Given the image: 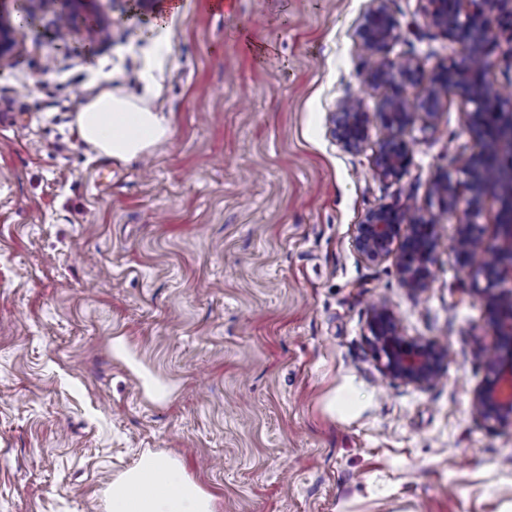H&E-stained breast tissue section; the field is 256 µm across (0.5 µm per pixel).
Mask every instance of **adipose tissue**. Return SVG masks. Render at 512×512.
<instances>
[{
    "label": "adipose tissue",
    "mask_w": 512,
    "mask_h": 512,
    "mask_svg": "<svg viewBox=\"0 0 512 512\" xmlns=\"http://www.w3.org/2000/svg\"><path fill=\"white\" fill-rule=\"evenodd\" d=\"M168 49L166 39L154 41L140 94L128 95L106 86L79 107L74 124L92 150L110 159L130 161L170 136L165 116L153 106L160 90L156 73ZM108 512H214V503L178 465L145 456L113 481Z\"/></svg>",
    "instance_id": "adipose-tissue-1"
}]
</instances>
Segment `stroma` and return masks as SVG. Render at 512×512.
<instances>
[{
    "label": "stroma",
    "mask_w": 512,
    "mask_h": 512,
    "mask_svg": "<svg viewBox=\"0 0 512 512\" xmlns=\"http://www.w3.org/2000/svg\"><path fill=\"white\" fill-rule=\"evenodd\" d=\"M207 2L96 0L112 25L91 54L40 10L0 62V512H106L147 453L180 463L216 512H512V425L470 409L475 344L495 337L450 253L458 218L431 195L475 148L468 106L417 117L411 166L381 178L382 128L351 153L329 123L389 92L364 81L371 0ZM425 6L387 0V56L428 72L464 50ZM159 35L170 137L132 161L96 156L74 102L105 76L139 93ZM489 36L490 90L512 102V34L493 18ZM410 199L442 241L420 297L353 246L369 209ZM378 301L447 347L437 385L382 380L365 339ZM348 389L360 407L343 418L328 403Z\"/></svg>",
    "instance_id": "35a3bbf8"
}]
</instances>
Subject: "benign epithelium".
<instances>
[{"mask_svg": "<svg viewBox=\"0 0 512 512\" xmlns=\"http://www.w3.org/2000/svg\"><path fill=\"white\" fill-rule=\"evenodd\" d=\"M425 13L431 26L485 65L436 69L428 77L424 97L412 110L405 106V89L423 79L418 62L406 58L394 63L385 58L371 68L366 73L370 82L390 79L395 84L376 114L387 134L378 142L375 170L384 179H398L408 170L412 151L402 133L418 111L432 119L452 96L472 106L469 130L478 150L467 158L464 169L468 195L461 197L460 183L449 174L433 180L432 195L443 211L463 212L451 248L454 261L459 269L484 281L475 295L484 306L486 324L497 337L512 341V289L502 287L505 277L512 276V109L503 108L501 99L489 94L485 81L492 52L486 18L497 15L512 32V0H426ZM83 24L88 45H95L106 22L91 12ZM396 29L387 0H373L360 27L362 44L370 54L381 55L396 38ZM12 31L11 24L0 17V59L12 49ZM331 123L333 137L346 151L361 149L368 139V118L350 102L331 113ZM490 200L498 207L493 240L486 239L479 224ZM440 245L432 215L413 202L368 210L354 237V247L364 261L393 260L401 286L416 295L429 286L431 258ZM366 341L381 374L401 384L426 388L447 369V349L434 340L406 335L385 303L372 306ZM479 359L486 376L471 392L473 416L486 423L511 425L512 358L502 359L498 347L491 346L479 350Z\"/></svg>", "mask_w": 512, "mask_h": 512, "instance_id": "7a95c632", "label": "benign epithelium"}]
</instances>
